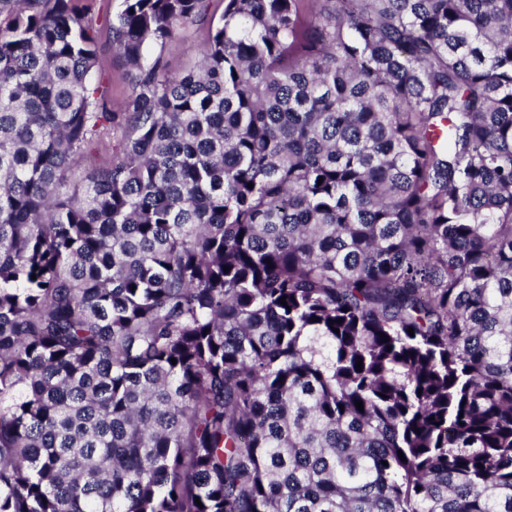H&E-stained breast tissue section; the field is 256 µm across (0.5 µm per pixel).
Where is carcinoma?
<instances>
[{
	"instance_id": "obj_1",
	"label": "carcinoma",
	"mask_w": 512,
	"mask_h": 512,
	"mask_svg": "<svg viewBox=\"0 0 512 512\" xmlns=\"http://www.w3.org/2000/svg\"><path fill=\"white\" fill-rule=\"evenodd\" d=\"M98 2L0 0V512H512V0H224L178 73L209 0ZM223 10L224 2L209 1L207 17L186 24L181 28L178 36L166 44L162 56L172 71L179 72L191 66L197 59L196 48L207 36L210 19L217 22ZM99 46L103 60V76L108 86L111 105L118 110L131 91L128 68L123 57L112 48L106 29L101 31Z\"/></svg>"
}]
</instances>
